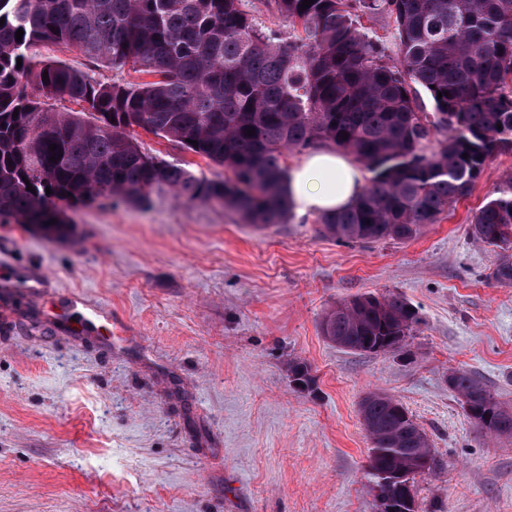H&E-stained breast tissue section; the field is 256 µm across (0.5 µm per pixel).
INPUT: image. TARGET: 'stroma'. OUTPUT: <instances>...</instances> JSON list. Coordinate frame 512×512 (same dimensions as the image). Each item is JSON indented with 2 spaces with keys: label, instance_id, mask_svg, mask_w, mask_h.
Listing matches in <instances>:
<instances>
[{
  "label": "stroma",
  "instance_id": "1",
  "mask_svg": "<svg viewBox=\"0 0 512 512\" xmlns=\"http://www.w3.org/2000/svg\"><path fill=\"white\" fill-rule=\"evenodd\" d=\"M511 177L512 152L496 154L407 241H340L313 214L257 230L165 186L144 205L66 207L67 240L0 224V512H374L360 404L375 390L434 448L413 480L419 512H512V436L477 428L446 382L466 370L512 406V284L470 234ZM39 275L52 300L84 297L123 332L51 320L24 291ZM363 294L417 308L398 351L324 339L325 313Z\"/></svg>",
  "mask_w": 512,
  "mask_h": 512
}]
</instances>
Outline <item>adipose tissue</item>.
Listing matches in <instances>:
<instances>
[{"instance_id": "ef3b65f1", "label": "adipose tissue", "mask_w": 512, "mask_h": 512, "mask_svg": "<svg viewBox=\"0 0 512 512\" xmlns=\"http://www.w3.org/2000/svg\"><path fill=\"white\" fill-rule=\"evenodd\" d=\"M367 174L344 153L327 146L307 151L282 175V190L293 213H330L352 205L366 187Z\"/></svg>"}]
</instances>
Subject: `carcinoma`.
Listing matches in <instances>:
<instances>
[{
    "mask_svg": "<svg viewBox=\"0 0 512 512\" xmlns=\"http://www.w3.org/2000/svg\"><path fill=\"white\" fill-rule=\"evenodd\" d=\"M241 2L0 0V223L65 238L71 223L60 204H144L167 186L264 228L290 212L280 187L286 154L329 145L369 177L354 204L319 215L324 230L348 241L403 240L468 195L495 154L512 152V0H314L307 9L276 0L292 25L287 37L259 28ZM379 13L393 18L398 67L362 23ZM42 42L142 78L107 81L95 69L38 60ZM30 83L39 97L26 92ZM59 102L78 110L59 111ZM140 129L224 167V179L146 154ZM471 235L505 251L493 276L512 284V177L475 214ZM418 322L391 294L329 310L321 330L344 350L376 354L397 348ZM448 386L461 406L491 414L494 434L512 435V409L470 373L451 372ZM361 415L375 485L415 500L411 481L434 469L422 465L435 462L426 432L382 393L364 398Z\"/></svg>",
    "mask_w": 512,
    "mask_h": 512,
    "instance_id": "obj_1",
    "label": "carcinoma"
}]
</instances>
